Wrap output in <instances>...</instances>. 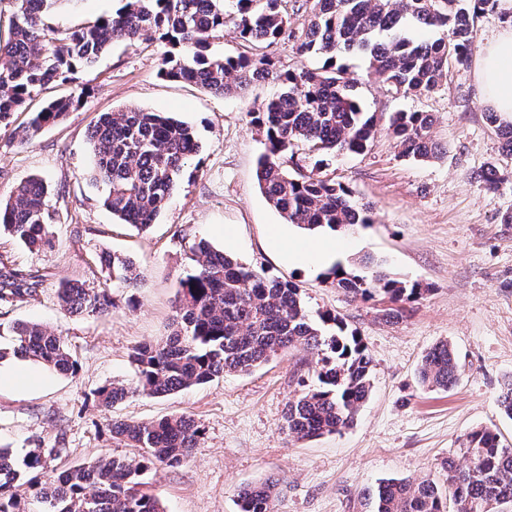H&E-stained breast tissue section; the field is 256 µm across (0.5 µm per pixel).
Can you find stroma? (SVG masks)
I'll return each mask as SVG.
<instances>
[{
  "label": "stroma",
  "mask_w": 512,
  "mask_h": 512,
  "mask_svg": "<svg viewBox=\"0 0 512 512\" xmlns=\"http://www.w3.org/2000/svg\"><path fill=\"white\" fill-rule=\"evenodd\" d=\"M119 6L120 0H62L47 22L74 30ZM165 49L156 36L136 48L112 45L94 67L76 68L68 81L29 101L33 110L73 96L63 120L26 142L15 132L26 113L0 129V199L36 175L47 182L56 213L51 247L30 249L0 237V254L45 276L35 300L0 305V346L11 348L15 323H39L62 336L78 362L76 374L51 375L37 391L0 393V445L20 458L61 438V461L82 463L125 454L112 439V419L187 414L204 430L198 448L183 466L146 477L165 512H239L240 488L268 478L282 484L276 512H368L363 492L380 479L440 480L441 460L459 455L470 430L493 428L511 444L512 419L497 398L512 377V223L503 221L512 214V155L487 120L473 67L451 69L447 88L434 94L403 97L368 74L361 54L339 58L363 111L379 125L394 112L432 113L433 136L446 148L438 159L414 163L382 131L365 152L336 155L328 168L355 200L369 204L372 222L344 233L326 229L320 238L349 243L348 268L371 255L394 276L426 288L406 317L389 323L388 300L351 298L325 280L324 267L290 263L277 249L276 226L293 236L299 230L284 224L259 191L256 162L267 140L249 117L275 85L257 82L244 93L218 96L171 81L161 74ZM118 108L173 114L191 126L199 146L161 217L143 232L112 217L102 185L90 177L89 128L99 113ZM492 163L503 179L489 192L473 174ZM201 237L254 271L298 282L310 312L338 315L356 331L372 357L374 387L355 425L312 440L287 437L288 402L316 360L302 348L248 373L165 397L133 395L112 413L100 411L93 398L98 387L137 380L131 348L171 333L178 283L195 265L189 247ZM106 252L129 258L141 284L113 281L99 265ZM72 280L106 289L110 313L61 311L57 290ZM442 340L458 354L459 378L448 391H428L417 383V368Z\"/></svg>",
  "instance_id": "35a3bbf8"
}]
</instances>
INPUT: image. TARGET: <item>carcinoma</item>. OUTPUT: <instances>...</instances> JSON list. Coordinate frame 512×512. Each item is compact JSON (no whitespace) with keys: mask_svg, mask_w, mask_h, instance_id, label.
Listing matches in <instances>:
<instances>
[{"mask_svg":"<svg viewBox=\"0 0 512 512\" xmlns=\"http://www.w3.org/2000/svg\"><path fill=\"white\" fill-rule=\"evenodd\" d=\"M8 32H0V126L25 111L27 101L78 65L93 66L114 43L130 47L157 32L171 47L162 59L161 75L192 82L219 96L241 94L251 84L271 81L277 93L253 112L266 134L267 150L257 161L258 185L269 204L289 224L304 230L332 231L369 224L370 208L354 200L349 187L326 173L329 157L360 154L378 134L374 116L349 93L350 80L337 63L343 53L365 56L369 72L393 93L427 95L447 82L448 69L465 67L476 52L475 22L497 8L499 0H303L308 13L294 25L286 0H121L115 13L75 30L45 25L58 0H11ZM238 31L252 45L250 56L210 55L224 28ZM433 30L440 36H415ZM279 40L301 58L322 56L320 69L278 70L261 45ZM72 99L47 101L30 113L25 138L60 120ZM429 112H395L387 135L405 159L428 161L443 153L432 137ZM298 143L317 160L312 169L290 172L284 165ZM92 177L106 188L104 205L124 224L147 230L167 207L185 165L198 152L189 125L174 116L143 109H118L99 115L91 132ZM488 192L498 189L499 170L491 165L475 174ZM43 180L32 177L17 185L0 204V233L29 248L50 245L55 214ZM196 266L179 281L170 335L133 347L135 385L112 381L95 392L98 406L110 411L134 394L160 397L211 382L225 373H245L294 348L316 355L313 384L301 382L288 403L284 429L296 440L339 433L351 427L372 392V359L356 332L329 313L312 316L301 286L257 273L237 258L200 241L190 246ZM112 276L129 287L140 273L126 257L104 258ZM361 275L336 266L325 274L354 295L382 293L400 306L419 298L417 282L394 278L384 263L364 257ZM42 276L29 274L0 255V304L27 303L39 294ZM58 304L70 315L103 313L108 302L101 289L86 283H64ZM14 354L30 358L60 374L76 371L77 362L65 339L38 323L12 327ZM459 364L448 341L432 346L418 368L422 386L446 391L458 379ZM498 405L512 417V379L503 383ZM202 429L187 415L134 422L112 420V438L134 452L101 456L66 465L49 477L47 459L56 448H33L17 461L0 448V512H164L144 490L152 469L177 468L197 447ZM460 451L465 464L452 457L441 463L443 484L388 479L368 491L372 512H498L512 504V448L492 428L468 432ZM277 482L246 484L240 489V512H274Z\"/></svg>","mask_w":512,"mask_h":512,"instance_id":"1","label":"carcinoma"}]
</instances>
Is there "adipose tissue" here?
Instances as JSON below:
<instances>
[{
	"instance_id": "adipose-tissue-1",
	"label": "adipose tissue",
	"mask_w": 512,
	"mask_h": 512,
	"mask_svg": "<svg viewBox=\"0 0 512 512\" xmlns=\"http://www.w3.org/2000/svg\"><path fill=\"white\" fill-rule=\"evenodd\" d=\"M476 83L484 103L512 119V26L500 30L476 62ZM41 366L32 362H0V392L26 393L43 386Z\"/></svg>"
}]
</instances>
